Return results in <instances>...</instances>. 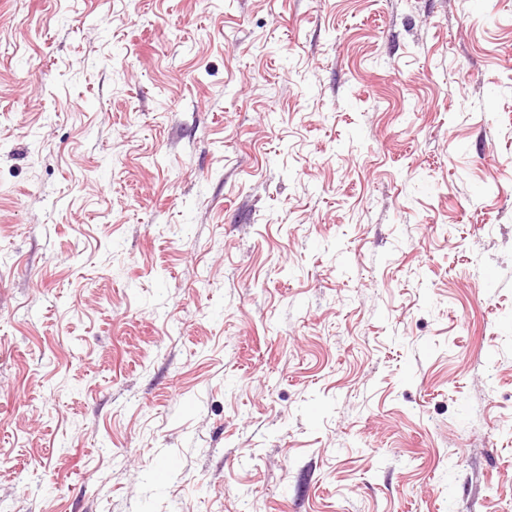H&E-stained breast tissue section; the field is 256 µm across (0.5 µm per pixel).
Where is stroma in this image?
Listing matches in <instances>:
<instances>
[{
  "label": "stroma",
  "mask_w": 512,
  "mask_h": 512,
  "mask_svg": "<svg viewBox=\"0 0 512 512\" xmlns=\"http://www.w3.org/2000/svg\"><path fill=\"white\" fill-rule=\"evenodd\" d=\"M0 512H512V0H0Z\"/></svg>",
  "instance_id": "1"
}]
</instances>
